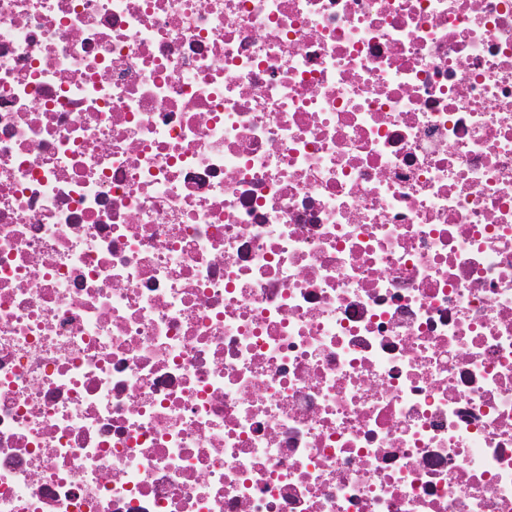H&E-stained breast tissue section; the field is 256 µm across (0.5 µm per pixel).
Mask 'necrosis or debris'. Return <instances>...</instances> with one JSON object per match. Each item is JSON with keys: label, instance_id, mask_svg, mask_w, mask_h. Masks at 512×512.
Returning <instances> with one entry per match:
<instances>
[{"label": "necrosis or debris", "instance_id": "1", "mask_svg": "<svg viewBox=\"0 0 512 512\" xmlns=\"http://www.w3.org/2000/svg\"><path fill=\"white\" fill-rule=\"evenodd\" d=\"M0 512H512V0H0Z\"/></svg>", "mask_w": 512, "mask_h": 512}]
</instances>
